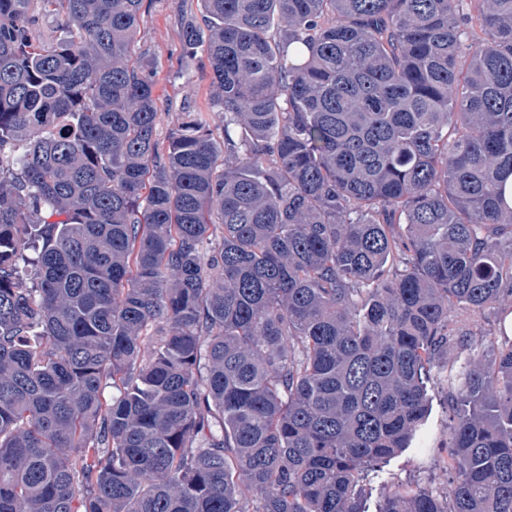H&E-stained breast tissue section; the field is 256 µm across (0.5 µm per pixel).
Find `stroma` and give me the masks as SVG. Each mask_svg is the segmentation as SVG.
Returning <instances> with one entry per match:
<instances>
[{
	"label": "stroma",
	"mask_w": 512,
	"mask_h": 512,
	"mask_svg": "<svg viewBox=\"0 0 512 512\" xmlns=\"http://www.w3.org/2000/svg\"><path fill=\"white\" fill-rule=\"evenodd\" d=\"M198 9V0H145L144 13L130 45L135 64H148L153 72L159 112L157 137L167 141L183 113L207 112L218 117L214 88L206 59L189 60L180 53L181 15ZM512 314V299L500 308L482 311L456 310L454 320L477 343L484 362H492L512 327H505L502 313ZM429 411L409 447L384 463L368 469L360 484L363 512H376L386 489L402 485L447 496L449 470L448 423L452 414V394L446 386L428 389Z\"/></svg>",
	"instance_id": "35a3bbf8"
}]
</instances>
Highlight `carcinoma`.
Masks as SVG:
<instances>
[{
	"instance_id": "carcinoma-1",
	"label": "carcinoma",
	"mask_w": 512,
	"mask_h": 512,
	"mask_svg": "<svg viewBox=\"0 0 512 512\" xmlns=\"http://www.w3.org/2000/svg\"><path fill=\"white\" fill-rule=\"evenodd\" d=\"M143 2L0 0V512H362L440 377L449 499L377 512H512V344L445 367L512 297V0H198L164 147ZM503 312L512 314V299L506 300L494 310L456 309L455 311L454 322L463 331L469 333L475 343L479 344L478 350L485 363L492 362L500 348L505 346V342L512 341V327L508 325V329H506L503 322L500 321ZM501 329L508 336H502Z\"/></svg>"
}]
</instances>
